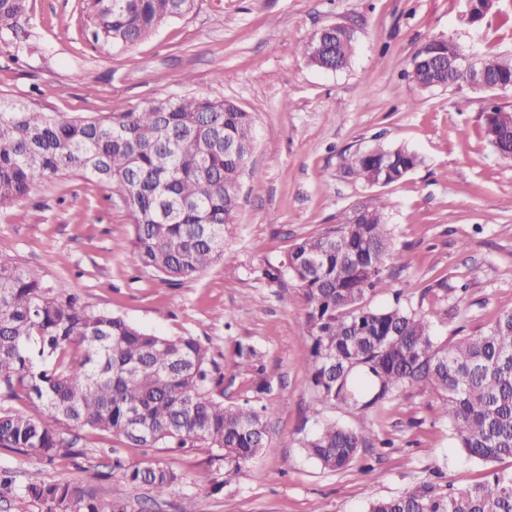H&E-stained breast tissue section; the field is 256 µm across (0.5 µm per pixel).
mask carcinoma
Here are the masks:
<instances>
[{
	"label": "carcinoma",
	"mask_w": 512,
	"mask_h": 512,
	"mask_svg": "<svg viewBox=\"0 0 512 512\" xmlns=\"http://www.w3.org/2000/svg\"><path fill=\"white\" fill-rule=\"evenodd\" d=\"M194 0H83L94 36L131 47L163 22L188 13ZM29 0H0V40L27 41ZM321 69L348 67L354 35L336 30L323 52L298 46ZM472 47L450 40L419 46L408 72L423 90H460L475 76L446 58ZM486 80L512 91V60H492ZM483 135L512 160V107L494 108ZM255 120L228 100L184 96L98 115L64 116L0 95V209L37 187L77 176L119 195L132 218L140 263L174 283L213 262H230L224 238L240 203L239 185L254 147ZM420 163L405 147L374 146L354 154L344 173L388 185ZM375 197L340 224L300 239L287 261L268 273L298 283L313 330L310 358L313 414L335 402L371 407L404 388L423 384L441 399L457 447L495 462L512 459V311L488 331L442 344L434 336L453 308L437 293L417 307L375 308L367 296L384 284L393 250L386 215ZM0 396L27 398L39 414L0 407V448L51 463L80 455L72 428L108 432L132 447L208 448L237 468L264 447V412L224 403V371L191 336L148 333L121 316L91 311L64 281L0 258ZM375 444L366 427L323 425L302 447L323 469L341 471L360 449ZM110 468L156 496L180 483L164 466L140 467L119 457ZM22 493L46 512H128L120 499L104 501L69 482L34 476ZM366 512H512V471L495 470L482 484L440 492L430 483L400 496L369 502Z\"/></svg>",
	"instance_id": "carcinoma-1"
}]
</instances>
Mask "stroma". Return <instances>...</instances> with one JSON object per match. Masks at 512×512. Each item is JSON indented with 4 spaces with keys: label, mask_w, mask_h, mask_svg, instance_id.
<instances>
[{
    "label": "stroma",
    "mask_w": 512,
    "mask_h": 512,
    "mask_svg": "<svg viewBox=\"0 0 512 512\" xmlns=\"http://www.w3.org/2000/svg\"><path fill=\"white\" fill-rule=\"evenodd\" d=\"M30 4L20 60L0 41V94L68 115L184 95L229 100L256 118L248 166L261 177L241 180L237 221L225 237L233 262L176 285L139 265L125 203L75 176L0 210V257L69 282L88 309L198 339L224 369L225 402L265 408L268 436L238 468L206 448H132L89 430L80 433L86 457L52 465L1 448L0 469L12 472L16 489L0 493V512H46L19 492L34 475L124 500L132 512H178L187 497L197 512H365L370 499L426 482L463 489L490 470H512L511 459L488 465L456 448L436 393L421 386L367 409L309 413L312 328L302 292L295 281L283 286L264 275L298 239L380 195L406 262L369 296L371 306L393 305L400 293L464 294L460 314L435 331L442 343L488 330L512 311V163L482 133L489 100L512 104V93L425 91L405 76L431 38L474 42L481 57L512 60V0L477 26L468 21L471 0H196L188 15L126 50L95 40L80 0ZM332 23L355 33L351 63L340 71L313 66L296 48ZM377 144L408 148L421 163L386 186L345 177V157ZM239 343L258 352L240 368L232 356ZM262 380L269 388L260 393ZM323 421L371 428L379 443L345 470L322 469L302 443ZM113 454L170 467L183 480L154 499L108 473ZM215 478L221 491L212 489Z\"/></svg>",
    "instance_id": "obj_1"
}]
</instances>
